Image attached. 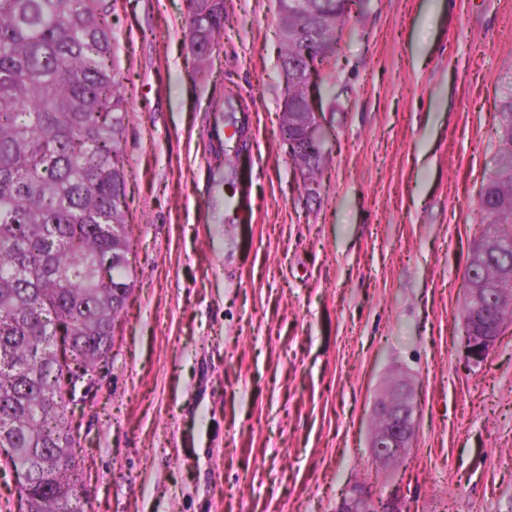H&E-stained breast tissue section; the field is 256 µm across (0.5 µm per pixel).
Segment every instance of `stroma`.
Masks as SVG:
<instances>
[{
  "label": "stroma",
  "mask_w": 512,
  "mask_h": 512,
  "mask_svg": "<svg viewBox=\"0 0 512 512\" xmlns=\"http://www.w3.org/2000/svg\"><path fill=\"white\" fill-rule=\"evenodd\" d=\"M132 292L68 417L89 512H336L364 483L407 512H512V332L461 355L478 189L512 94V0H358L332 78L322 190L280 136L274 0H224L191 68L188 0H118ZM246 121L235 182L224 93ZM419 398L376 468L373 401Z\"/></svg>",
  "instance_id": "35a3bbf8"
}]
</instances>
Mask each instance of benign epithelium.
I'll return each mask as SVG.
<instances>
[{"label":"benign epithelium","instance_id":"obj_1","mask_svg":"<svg viewBox=\"0 0 512 512\" xmlns=\"http://www.w3.org/2000/svg\"><path fill=\"white\" fill-rule=\"evenodd\" d=\"M307 103L310 139L319 145L324 136L320 113L316 112L312 99H307ZM465 301L470 310L462 317V353L468 365L477 367L502 336L512 330V320L494 316L496 309H512V293L471 282ZM372 414L382 422V427L371 436L374 460L382 467L401 461L413 448L417 430L418 404L412 385L403 380L396 382L390 397L374 401ZM336 512H404V509L397 495L381 497L363 485H355L341 495Z\"/></svg>","mask_w":512,"mask_h":512}]
</instances>
